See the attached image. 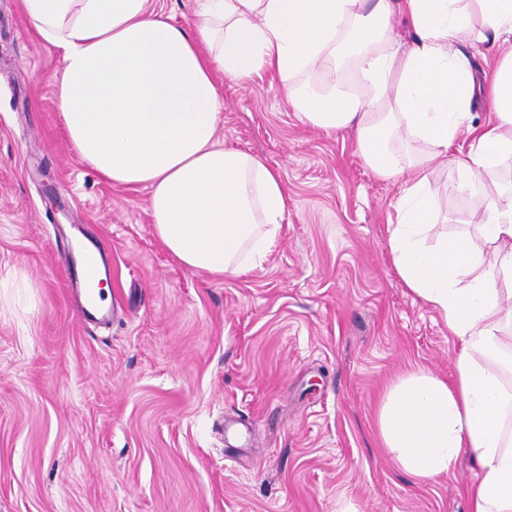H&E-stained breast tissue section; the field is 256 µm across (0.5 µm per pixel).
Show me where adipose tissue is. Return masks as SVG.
<instances>
[{"label":"adipose tissue","instance_id":"adipose-tissue-1","mask_svg":"<svg viewBox=\"0 0 512 512\" xmlns=\"http://www.w3.org/2000/svg\"><path fill=\"white\" fill-rule=\"evenodd\" d=\"M38 36L62 52L60 117L82 162L112 186L149 191L154 230L187 268L223 276L262 265L285 222L286 189L256 156L218 139L215 72L245 81L269 71L293 110L325 130H355L373 171L406 175L389 220L393 265L409 290L459 341L455 378L419 369L398 378L376 411L379 436L400 468L423 483L460 454L477 465L470 512H512V347L497 281L512 284V191L472 190L479 171L512 158V52L489 73L493 117L472 127L476 81L463 38L512 39V0H405L414 33L391 49L394 0H198L191 29L149 0H21ZM480 24H473V16ZM364 45L366 78L351 93L336 69L346 41ZM323 71L316 84L309 75ZM394 93L395 108L383 107ZM474 146L457 161L461 191L479 217L473 234L424 245L433 211L428 170L464 130ZM431 150L409 163L400 136ZM491 262L496 278L473 276Z\"/></svg>","mask_w":512,"mask_h":512}]
</instances>
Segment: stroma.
Returning <instances> with one entry per match:
<instances>
[{"mask_svg":"<svg viewBox=\"0 0 512 512\" xmlns=\"http://www.w3.org/2000/svg\"><path fill=\"white\" fill-rule=\"evenodd\" d=\"M61 72L20 0H0V512H470L467 456L421 484L378 435L385 389L418 368L452 380L458 341L394 269L401 187L355 132L303 123L275 75L216 74L220 139L288 193L267 261L216 277L167 250L147 189L76 155ZM469 144L429 171L428 244L471 230L454 164ZM65 239L102 252L110 321L70 294Z\"/></svg>","mask_w":512,"mask_h":512,"instance_id":"obj_1","label":"stroma"}]
</instances>
